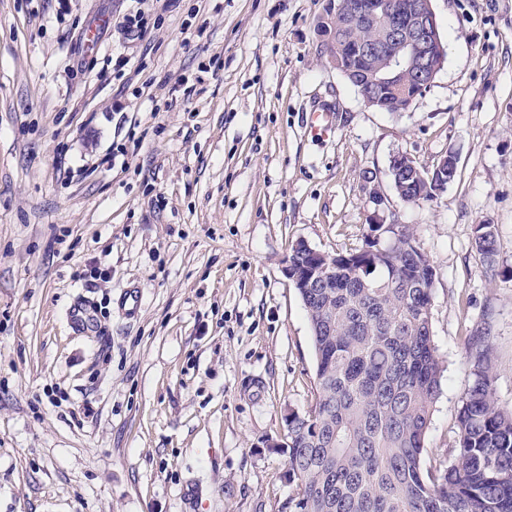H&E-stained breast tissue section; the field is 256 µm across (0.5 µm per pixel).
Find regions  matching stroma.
Segmentation results:
<instances>
[{
	"label": "stroma",
	"instance_id": "obj_1",
	"mask_svg": "<svg viewBox=\"0 0 512 512\" xmlns=\"http://www.w3.org/2000/svg\"><path fill=\"white\" fill-rule=\"evenodd\" d=\"M326 4L143 0L146 31L110 26L92 53L91 23L130 0H0V512H279L286 417L316 395L284 267L299 241L364 248L379 220L436 271L426 461L450 457L476 328L512 408V0H432L444 65L403 112L328 64ZM397 153L428 173L455 154L456 176L404 202ZM80 304L93 329L70 323ZM475 245L477 252L491 262L495 252V230L493 225H477Z\"/></svg>",
	"mask_w": 512,
	"mask_h": 512
}]
</instances>
